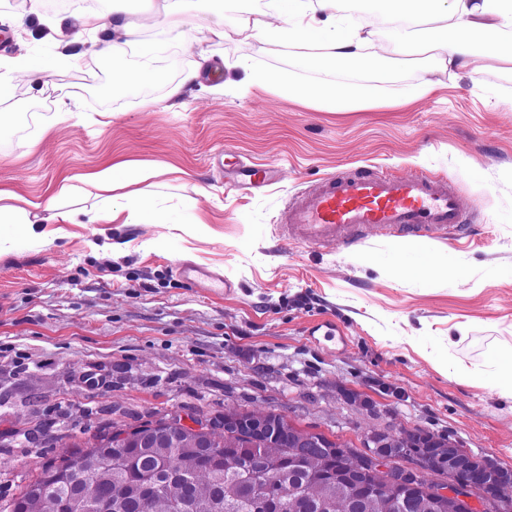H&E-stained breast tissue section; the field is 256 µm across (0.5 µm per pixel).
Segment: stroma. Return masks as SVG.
<instances>
[{"label": "stroma", "instance_id": "obj_1", "mask_svg": "<svg viewBox=\"0 0 512 512\" xmlns=\"http://www.w3.org/2000/svg\"><path fill=\"white\" fill-rule=\"evenodd\" d=\"M266 0H224L184 35L140 0H110L141 31L123 55L85 56L45 78L15 75L0 99V186L35 201L65 175L116 160L141 163L138 184L162 200L169 222L39 224L26 245L0 249V512L43 462L95 442L98 425L135 426L169 414L228 407L279 410L363 449L370 434L423 429L449 435L479 459L512 470V397L486 373L512 364V71L437 69L434 91L388 108L419 83L414 56L390 55L366 74L306 67L302 49L244 40L233 27ZM0 0V62L55 56L56 21L90 41L68 6ZM26 15L22 31L11 26ZM222 21L228 35L214 38ZM173 51L146 70L133 60ZM208 72L172 106L169 87L199 62ZM301 83H344L375 99L349 112L306 108L252 86L246 69ZM126 74L118 92H90L86 77ZM74 119L54 123L61 106ZM37 141L27 150L29 141ZM274 165L278 183L251 194L224 184L225 151ZM354 168L439 174L467 202L472 235L419 238L433 269L404 270L397 236L356 247L311 248L277 234L287 198ZM204 223H194V215ZM224 274L228 295L192 288L180 262ZM324 319L349 338H311Z\"/></svg>", "mask_w": 512, "mask_h": 512}]
</instances>
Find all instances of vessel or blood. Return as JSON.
<instances>
[{"label": "vessel or blood", "mask_w": 512, "mask_h": 512, "mask_svg": "<svg viewBox=\"0 0 512 512\" xmlns=\"http://www.w3.org/2000/svg\"><path fill=\"white\" fill-rule=\"evenodd\" d=\"M224 169L237 175L240 188L258 191L277 180L271 169H247L233 157L225 158ZM469 220L468 208L447 178L354 171L323 178L290 197L279 230L301 245L348 248L370 233L451 240L470 232ZM177 271L196 288H233L222 274L195 262H182Z\"/></svg>", "instance_id": "1"}]
</instances>
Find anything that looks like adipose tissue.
Here are the masks:
<instances>
[{"mask_svg": "<svg viewBox=\"0 0 512 512\" xmlns=\"http://www.w3.org/2000/svg\"><path fill=\"white\" fill-rule=\"evenodd\" d=\"M380 2L381 17L390 31L389 52H411L422 44L434 50L435 61L452 68L477 73L495 62L512 66V43L502 41L503 32H512V0H451L447 24L434 27L428 21L440 14L442 0ZM82 19L98 32L96 45L105 55L123 53L136 30L129 18L116 11L87 10ZM363 29L359 19L339 9L338 0H269L265 12L244 18L240 24L241 33L247 36L309 49L303 63L310 67L332 64L363 72L380 69L386 58L369 52ZM248 77L266 91L311 108L347 112L367 104L365 97L346 84H305L253 70ZM80 180L96 191L118 195L111 209L88 212V223L137 224L159 211L157 202L132 189L129 163L83 174ZM37 208V203L0 187V242L33 237L30 216Z\"/></svg>", "mask_w": 512, "mask_h": 512, "instance_id": "ef3b65f1", "label": "adipose tissue"}]
</instances>
